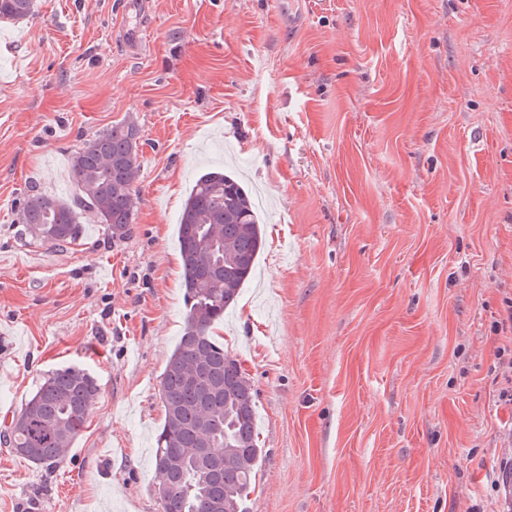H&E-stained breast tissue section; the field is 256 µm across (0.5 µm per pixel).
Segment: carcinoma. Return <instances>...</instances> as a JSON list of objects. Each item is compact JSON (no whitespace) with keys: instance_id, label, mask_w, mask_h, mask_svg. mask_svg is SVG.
<instances>
[{"instance_id":"cac0c4a2","label":"carcinoma","mask_w":512,"mask_h":512,"mask_svg":"<svg viewBox=\"0 0 512 512\" xmlns=\"http://www.w3.org/2000/svg\"><path fill=\"white\" fill-rule=\"evenodd\" d=\"M35 0H0V22H19ZM141 131L132 120L87 140L71 158L72 197L33 192L19 214L20 240L67 250L80 237L79 213L93 212L115 237L135 223L134 179ZM261 215L232 172L200 175L181 209L179 250L186 327L160 381L165 407L153 470L163 512H245L263 449L256 391L238 359L213 335L254 275L264 247ZM100 392L76 366L43 376L0 440L35 465L54 464L84 429Z\"/></svg>"}]
</instances>
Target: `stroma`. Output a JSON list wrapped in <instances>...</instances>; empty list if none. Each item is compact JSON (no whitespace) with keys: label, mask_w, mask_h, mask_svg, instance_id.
Returning a JSON list of instances; mask_svg holds the SVG:
<instances>
[{"label":"stroma","mask_w":512,"mask_h":512,"mask_svg":"<svg viewBox=\"0 0 512 512\" xmlns=\"http://www.w3.org/2000/svg\"><path fill=\"white\" fill-rule=\"evenodd\" d=\"M123 2L37 0L0 23V418L56 368L100 384L54 465L0 444V512H161L177 222L214 166L265 222L217 329L257 392L248 512H500L512 0ZM129 118V234L86 211L69 250L18 240L26 194L72 193L74 151Z\"/></svg>","instance_id":"stroma-1"}]
</instances>
